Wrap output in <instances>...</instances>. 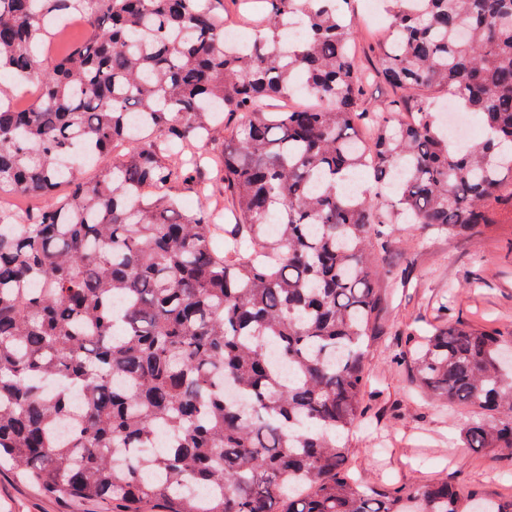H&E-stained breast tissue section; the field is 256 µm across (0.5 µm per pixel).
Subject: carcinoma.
<instances>
[{"label":"carcinoma","instance_id":"carcinoma-1","mask_svg":"<svg viewBox=\"0 0 512 512\" xmlns=\"http://www.w3.org/2000/svg\"><path fill=\"white\" fill-rule=\"evenodd\" d=\"M220 2L0 0V73L39 87L17 110L0 85V195L32 201L19 223L0 212V462L112 512H512L446 481L380 493L346 466L381 308L373 246L512 210V0H388L372 72L350 0H264L247 56L224 50ZM72 14L89 36L41 67ZM287 18L300 39L279 40ZM300 74L313 102L293 107ZM375 76L411 120L359 107ZM440 91L480 115L462 147ZM225 115L229 226L173 192L206 197L181 155ZM363 173L392 195L360 191ZM511 346L449 324L396 357L432 399L481 410L469 447L512 453Z\"/></svg>","mask_w":512,"mask_h":512}]
</instances>
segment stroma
<instances>
[{
  "label": "stroma",
  "instance_id": "35a3bbf8",
  "mask_svg": "<svg viewBox=\"0 0 512 512\" xmlns=\"http://www.w3.org/2000/svg\"><path fill=\"white\" fill-rule=\"evenodd\" d=\"M472 236H440L413 226L397 233L376 283L382 308L367 356L365 420L348 439V469L390 491L441 479L485 495L512 499V455L464 445L460 431L477 412L419 393L392 354L414 332L459 322L487 331L512 328V212ZM0 512H112L111 504L42 493L11 467L0 468Z\"/></svg>",
  "mask_w": 512,
  "mask_h": 512
}]
</instances>
